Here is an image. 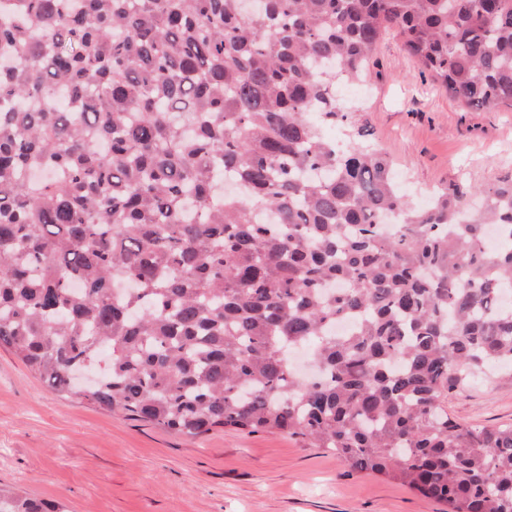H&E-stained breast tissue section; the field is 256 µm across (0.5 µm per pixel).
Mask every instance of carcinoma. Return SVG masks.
<instances>
[{"mask_svg":"<svg viewBox=\"0 0 512 512\" xmlns=\"http://www.w3.org/2000/svg\"><path fill=\"white\" fill-rule=\"evenodd\" d=\"M245 2L13 0L0 348L114 415L283 432L448 512H512V426L447 410L512 366V177L415 207L385 155L309 120L346 118L336 82L391 29L448 97L512 108V0Z\"/></svg>","mask_w":512,"mask_h":512,"instance_id":"carcinoma-1","label":"carcinoma"}]
</instances>
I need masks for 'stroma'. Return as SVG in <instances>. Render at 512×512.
Masks as SVG:
<instances>
[{"instance_id":"1","label":"stroma","mask_w":512,"mask_h":512,"mask_svg":"<svg viewBox=\"0 0 512 512\" xmlns=\"http://www.w3.org/2000/svg\"><path fill=\"white\" fill-rule=\"evenodd\" d=\"M360 100L324 126L370 132L409 199L451 184L488 188L512 175V110L449 99L386 33ZM448 412L477 428L512 425V378L457 387ZM0 486L67 512H442L400 481L351 470L336 454L281 433L215 431L190 439L47 389L0 348Z\"/></svg>"}]
</instances>
